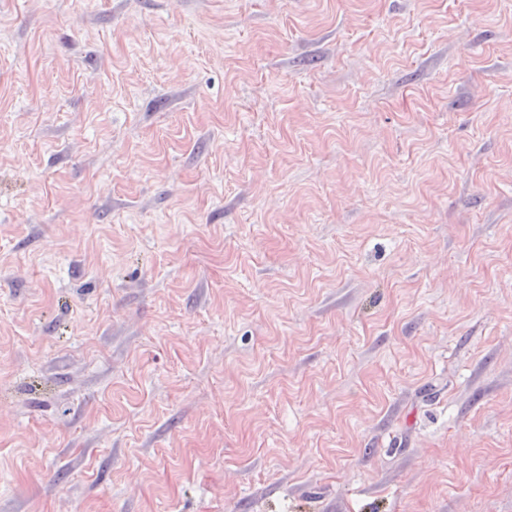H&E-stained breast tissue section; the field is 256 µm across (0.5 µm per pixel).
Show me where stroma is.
<instances>
[{
    "label": "stroma",
    "mask_w": 512,
    "mask_h": 512,
    "mask_svg": "<svg viewBox=\"0 0 512 512\" xmlns=\"http://www.w3.org/2000/svg\"><path fill=\"white\" fill-rule=\"evenodd\" d=\"M0 512H512V0H0Z\"/></svg>",
    "instance_id": "1"
}]
</instances>
